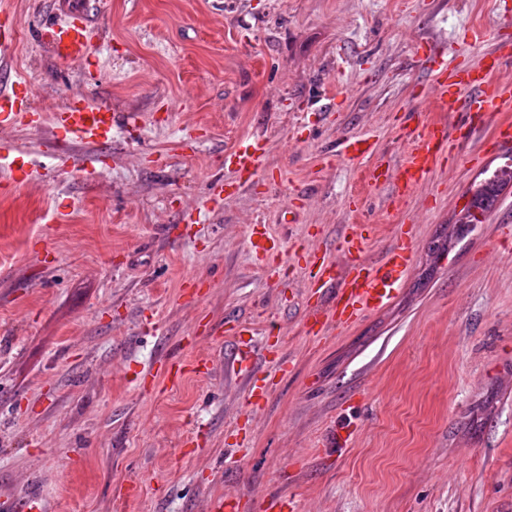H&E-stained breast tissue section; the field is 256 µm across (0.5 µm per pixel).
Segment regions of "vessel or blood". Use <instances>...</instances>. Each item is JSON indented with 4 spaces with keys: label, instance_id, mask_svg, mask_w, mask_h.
Masks as SVG:
<instances>
[{
    "label": "vessel or blood",
    "instance_id": "b4317fda",
    "mask_svg": "<svg viewBox=\"0 0 512 512\" xmlns=\"http://www.w3.org/2000/svg\"><path fill=\"white\" fill-rule=\"evenodd\" d=\"M41 39L52 57L61 63L90 62L93 29L86 15H78L44 28ZM431 71L429 97L438 112H453L463 118L458 134L449 133L445 125L415 124L407 135L408 151L404 160L391 169H378L374 182L390 186L394 203H401L424 181L437 165L455 159L463 151L466 140L485 126H492L498 144L512 143V121H496L495 116L512 110V83L496 80L502 67L512 64V35L500 34L494 50L472 62H465L455 45L436 47L424 57ZM51 122L57 139V156L65 158L75 142L105 146L112 141V113L81 98L71 99L52 119L33 111L30 91L24 78H17L10 93L0 96V125L20 124L37 128ZM265 147L260 138L241 141L225 152L224 167L232 172L239 187H248L263 166ZM368 227L364 224L345 226L336 240V249L343 257L335 264L320 248H311L307 255L308 286L317 302L306 314L310 335L343 330L366 316L388 306L396 297L411 267L414 256V227L398 225L395 242L379 257L367 254ZM250 244L262 262L267 275H275L280 267L279 250L273 236L259 228L252 229ZM204 334L232 336L237 349L233 362L245 379L242 392L247 412L261 410L272 394L269 375L257 364V352L249 341L253 333L250 321L237 320L231 326L205 325ZM209 363L199 359L185 363L180 358H166L160 367L146 373L140 387H151L157 381L177 383L186 371H208Z\"/></svg>",
    "mask_w": 512,
    "mask_h": 512
}]
</instances>
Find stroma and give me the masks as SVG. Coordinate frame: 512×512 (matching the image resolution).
Masks as SVG:
<instances>
[{"instance_id": "obj_1", "label": "stroma", "mask_w": 512, "mask_h": 512, "mask_svg": "<svg viewBox=\"0 0 512 512\" xmlns=\"http://www.w3.org/2000/svg\"><path fill=\"white\" fill-rule=\"evenodd\" d=\"M85 9L92 63L61 65L44 24ZM16 77L53 114L76 96L109 107L111 146L74 143L58 167L53 129L0 128V155L23 153L33 179L0 183V503L39 492L43 512H207L231 493L257 512H512V185L482 223L460 218L470 189L512 164V146L477 133L481 168L438 165L403 208L376 185L377 164L408 146L409 112L455 125L415 87L420 49L452 42L476 57L512 21V0H0ZM483 27L485 42L470 45ZM266 145L254 185L231 182L225 151ZM367 135L372 156H339ZM95 163L97 176L83 169ZM68 220L52 229L50 215ZM199 212L188 238L168 232ZM370 223L377 257L400 224L415 227L413 265L394 302L326 339L307 335L301 253L340 261L343 225ZM265 225L281 280L250 250ZM194 278L202 297L183 296ZM252 322L255 348L282 338L286 373L246 416L231 337L197 321ZM207 357L210 374L175 386L132 381L163 355ZM345 447L325 451L336 426Z\"/></svg>"}]
</instances>
